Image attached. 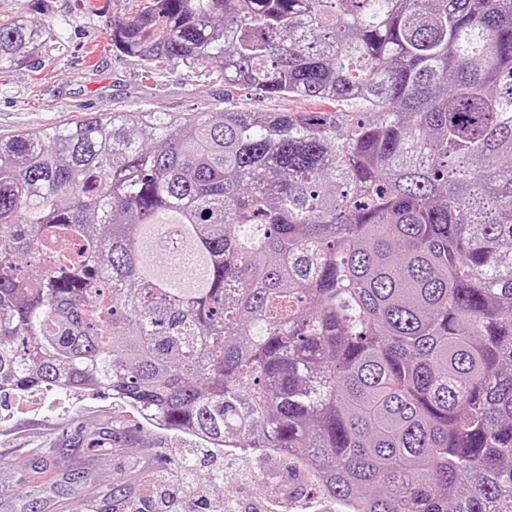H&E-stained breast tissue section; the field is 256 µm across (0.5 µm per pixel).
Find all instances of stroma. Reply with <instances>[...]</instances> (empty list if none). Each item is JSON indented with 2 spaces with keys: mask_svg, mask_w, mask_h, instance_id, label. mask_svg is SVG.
I'll return each instance as SVG.
<instances>
[{
  "mask_svg": "<svg viewBox=\"0 0 512 512\" xmlns=\"http://www.w3.org/2000/svg\"><path fill=\"white\" fill-rule=\"evenodd\" d=\"M132 0H0V16L27 12L49 25L64 44L40 63L0 78V136L62 125L102 112L187 114L251 109L308 110L302 99L257 100L243 91L225 95L208 65L171 60L148 69L108 47L105 31L133 11ZM198 442L144 420L111 396L93 391L42 390L36 398H0V512H129L143 500L153 476L174 471ZM206 469L223 484L196 482L190 492L211 499L232 496L256 503L254 471L266 468L289 500L333 512L311 476L290 460H247L216 453Z\"/></svg>",
  "mask_w": 512,
  "mask_h": 512,
  "instance_id": "stroma-1",
  "label": "stroma"
}]
</instances>
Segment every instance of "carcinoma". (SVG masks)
<instances>
[{
	"mask_svg": "<svg viewBox=\"0 0 512 512\" xmlns=\"http://www.w3.org/2000/svg\"><path fill=\"white\" fill-rule=\"evenodd\" d=\"M51 42L1 20L0 75ZM110 42L320 108L0 137V395L278 448L352 512H512V0H142Z\"/></svg>",
	"mask_w": 512,
	"mask_h": 512,
	"instance_id": "carcinoma-1",
	"label": "carcinoma"
}]
</instances>
